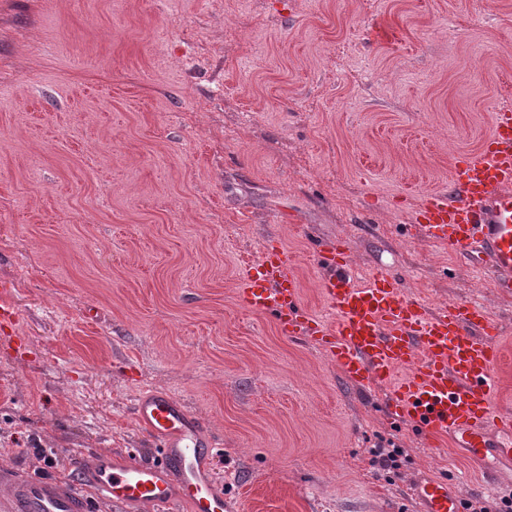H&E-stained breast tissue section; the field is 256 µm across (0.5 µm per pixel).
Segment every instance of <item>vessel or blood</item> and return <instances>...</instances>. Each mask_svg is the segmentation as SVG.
Segmentation results:
<instances>
[{"mask_svg": "<svg viewBox=\"0 0 512 512\" xmlns=\"http://www.w3.org/2000/svg\"><path fill=\"white\" fill-rule=\"evenodd\" d=\"M411 221L429 241L463 249L472 264L490 265L495 286L512 290V109L495 112L474 153L458 154L447 188L426 192ZM323 272L319 290L333 320L314 316L299 295L285 249L266 245L239 289L248 310L273 316L288 337L318 344L340 372L359 386L387 390V408L427 439L451 437L483 461L490 485L512 472V415L495 403L503 358L496 322L471 302L438 309L407 298L390 275L357 285L349 250L336 239L316 247ZM137 424L157 439L159 458L138 461L109 452L90 455L79 476L58 481L0 470V498L10 512H89L91 497L171 512H230L213 471L217 443L173 397L144 389L133 404ZM420 512H463L447 482L419 478Z\"/></svg>", "mask_w": 512, "mask_h": 512, "instance_id": "1", "label": "vessel or blood"}]
</instances>
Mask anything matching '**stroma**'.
<instances>
[{
  "mask_svg": "<svg viewBox=\"0 0 512 512\" xmlns=\"http://www.w3.org/2000/svg\"><path fill=\"white\" fill-rule=\"evenodd\" d=\"M509 106L512 0H0V467L154 456L132 415L151 387L217 440L236 512H420L423 472L495 502L512 478L484 491L478 461L237 293L277 241L328 316L311 244L342 240L358 283L485 303L512 405V298L410 223ZM371 463L387 473H399L401 460L405 455L404 448H370Z\"/></svg>",
  "mask_w": 512,
  "mask_h": 512,
  "instance_id": "obj_1",
  "label": "stroma"
}]
</instances>
